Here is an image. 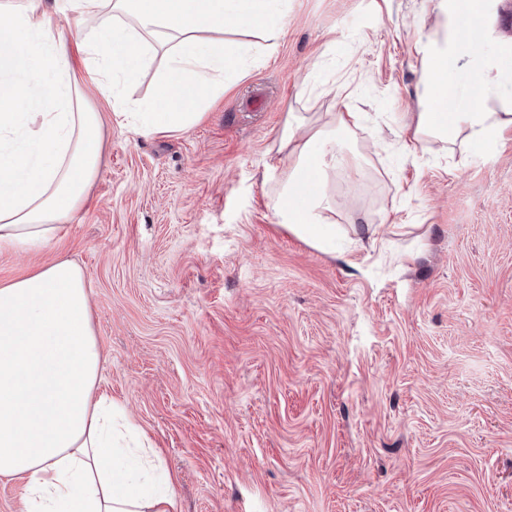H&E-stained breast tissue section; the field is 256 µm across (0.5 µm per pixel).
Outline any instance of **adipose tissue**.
<instances>
[{
    "label": "adipose tissue",
    "instance_id": "adipose-tissue-1",
    "mask_svg": "<svg viewBox=\"0 0 512 512\" xmlns=\"http://www.w3.org/2000/svg\"><path fill=\"white\" fill-rule=\"evenodd\" d=\"M442 38L421 42L420 82L429 105L415 136L448 145L497 141L512 130V99L493 93L497 66L471 59L472 95L448 93L449 67L465 46L456 0H431ZM82 37L92 84L116 89L163 55L152 100L114 113L140 137L198 123L200 105L225 80L244 76L249 47L227 30L279 39L287 0H66ZM0 248L27 250L53 237L98 173L101 125L71 85L62 26L48 0H0ZM355 112L310 127L291 117L279 137L281 188L271 207L291 234L324 251L336 233L327 185L359 168L343 134ZM80 267L54 261L0 283V477L24 488L23 512H172L168 474L154 449H131L130 424L97 391L101 355Z\"/></svg>",
    "mask_w": 512,
    "mask_h": 512
}]
</instances>
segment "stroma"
Here are the masks:
<instances>
[{"mask_svg": "<svg viewBox=\"0 0 512 512\" xmlns=\"http://www.w3.org/2000/svg\"><path fill=\"white\" fill-rule=\"evenodd\" d=\"M441 27L430 0H288L273 51L149 139L91 91L85 203L0 249V283L83 270L99 390L161 451L174 512H512V131L410 155L396 134ZM511 42L489 0L478 48ZM345 110L360 168L321 251L280 226L267 163L290 115Z\"/></svg>", "mask_w": 512, "mask_h": 512, "instance_id": "1", "label": "stroma"}]
</instances>
